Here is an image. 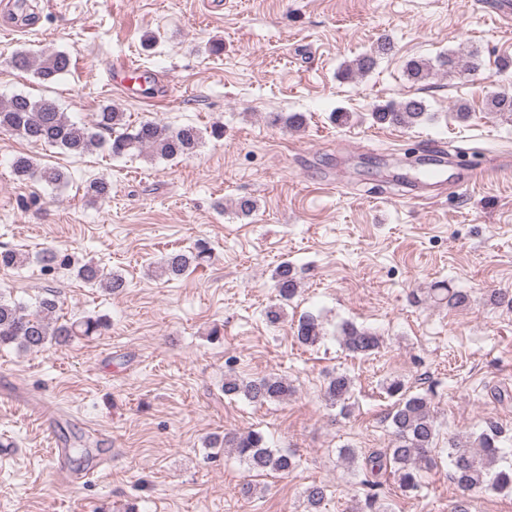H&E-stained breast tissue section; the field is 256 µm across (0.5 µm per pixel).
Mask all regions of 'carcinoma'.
<instances>
[{
  "instance_id": "cac0c4a2",
  "label": "carcinoma",
  "mask_w": 512,
  "mask_h": 512,
  "mask_svg": "<svg viewBox=\"0 0 512 512\" xmlns=\"http://www.w3.org/2000/svg\"><path fill=\"white\" fill-rule=\"evenodd\" d=\"M392 51L388 40L378 42L374 52L355 59L341 72V78L351 79L371 71L376 57ZM12 67L34 71L43 83H52L70 71L71 54L63 50H44L37 58L26 51L12 55ZM445 74L470 73L480 69L479 56L469 55L468 60L456 53L440 56L436 62L412 59L406 64L408 76L416 81L428 79L433 71ZM490 111L502 117H512V92L500 90L491 93ZM379 125L411 126L428 116L427 106L421 98H406L377 106L371 113ZM109 131L111 141H102L99 131ZM0 133L18 135L29 142L55 146L73 156L102 144L114 157L143 156L145 158L173 159L194 154L204 140L203 132L193 125L172 128L158 121L145 120L129 128L124 113L115 107L106 106L96 113L92 124L79 123L51 99H35L25 94H15L0 99ZM13 175L20 181L37 180L56 188L66 180L65 173L53 167L37 164L32 158L17 155L12 161ZM86 194L92 198L102 197L109 192V183L103 178L86 181ZM209 257L207 246L200 244L190 252L172 251L156 266L157 276L167 279L179 278L191 267L200 266ZM43 268L70 266L72 260L67 254L53 249L45 250L38 256ZM29 262V256L14 249H0V267L18 268ZM76 276L84 283L98 285L112 294H120L127 288L126 280L117 274L107 272L93 262L75 267ZM276 303L266 311V318L277 324L286 315L285 307L297 293L298 282L293 268L286 262L274 271ZM430 297L445 303L450 309H458L469 302L467 295L446 284H436L430 289ZM56 299L45 296L38 302L37 309L29 313L20 302L0 294V347L13 344L25 350H41L47 346H67L79 337L95 336L107 329V320L102 317H83L72 321H59L55 317ZM343 345L352 353L367 355L379 348L380 336L367 328L351 323L342 327ZM295 337L299 343L314 346L323 338L322 323L311 314L299 316ZM353 381L345 374L328 379L324 400L330 407L347 411L346 401L352 394ZM293 392L288 379L282 376L265 375L254 379L242 378L229 373L224 379V394L242 395L251 402H281ZM386 392L398 397L391 413L392 435L389 446L381 452H372L366 457L365 470L376 475L390 470L399 487L415 491L421 484L423 473L435 464L431 455L438 435L435 417L431 410L433 395L429 391L408 394L405 384L399 379L386 383ZM502 432L491 428L481 433L473 442L462 444L452 442L448 446L452 478L463 491L491 488L497 491L512 489V464L507 461V449ZM212 446L230 448L246 466L248 472L259 474L285 475L297 466L295 456L270 448L265 437L256 431L229 432L215 437ZM308 512H318L326 498V487L312 484L305 491Z\"/></svg>"
}]
</instances>
